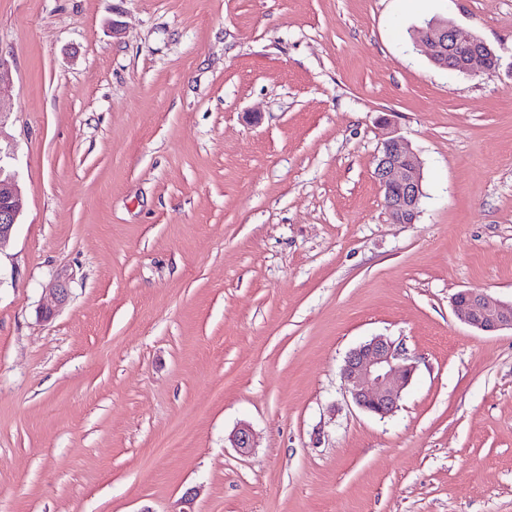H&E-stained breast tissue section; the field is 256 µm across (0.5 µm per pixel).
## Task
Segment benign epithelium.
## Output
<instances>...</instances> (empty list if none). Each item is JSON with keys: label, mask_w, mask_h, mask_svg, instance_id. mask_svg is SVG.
I'll return each mask as SVG.
<instances>
[{"label": "benign epithelium", "mask_w": 512, "mask_h": 512, "mask_svg": "<svg viewBox=\"0 0 512 512\" xmlns=\"http://www.w3.org/2000/svg\"><path fill=\"white\" fill-rule=\"evenodd\" d=\"M417 46L441 68L470 73L474 67L492 69L498 64L493 50L477 36H463L454 24L433 22L420 30ZM14 154L0 146V251L10 242L22 212ZM422 162L404 138L390 135L377 158L375 178L384 191L386 209L398 224L415 223L422 197ZM457 316L484 333L512 331V302H493L487 296L459 291L452 297ZM416 365L407 349L385 336H374L345 356L340 375L355 404L385 418L399 406L402 392L415 374ZM232 447L242 453L254 448L250 426H239L231 436Z\"/></svg>", "instance_id": "benign-epithelium-1"}]
</instances>
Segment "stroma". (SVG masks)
Masks as SVG:
<instances>
[{
	"instance_id": "1",
	"label": "stroma",
	"mask_w": 512,
	"mask_h": 512,
	"mask_svg": "<svg viewBox=\"0 0 512 512\" xmlns=\"http://www.w3.org/2000/svg\"><path fill=\"white\" fill-rule=\"evenodd\" d=\"M433 17L499 67H435ZM0 57V512H512V331L451 306L512 301V0H0ZM378 335L417 364L383 419L339 374ZM422 162L403 137L390 135L377 158L375 178L384 191L386 209L398 224L415 223L422 197ZM13 159L14 154L0 144V250L10 242L22 212L21 189ZM452 306L464 323L481 332L512 331V302H493L483 294L459 291L452 297Z\"/></svg>"
}]
</instances>
